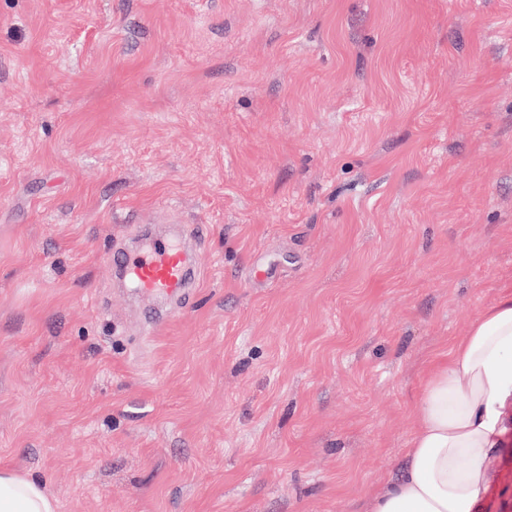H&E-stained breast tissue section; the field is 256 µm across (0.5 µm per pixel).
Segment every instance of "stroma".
Masks as SVG:
<instances>
[{"label":"stroma","mask_w":512,"mask_h":512,"mask_svg":"<svg viewBox=\"0 0 512 512\" xmlns=\"http://www.w3.org/2000/svg\"><path fill=\"white\" fill-rule=\"evenodd\" d=\"M174 220L150 336L104 256ZM511 287L512 0H0V467L59 512H363Z\"/></svg>","instance_id":"1"}]
</instances>
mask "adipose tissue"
I'll use <instances>...</instances> for the list:
<instances>
[{"label": "adipose tissue", "mask_w": 512, "mask_h": 512, "mask_svg": "<svg viewBox=\"0 0 512 512\" xmlns=\"http://www.w3.org/2000/svg\"><path fill=\"white\" fill-rule=\"evenodd\" d=\"M417 409L400 476L366 500L365 512H478L512 426V290L436 359ZM0 512H57V503L41 481L0 468Z\"/></svg>", "instance_id": "adipose-tissue-1"}]
</instances>
